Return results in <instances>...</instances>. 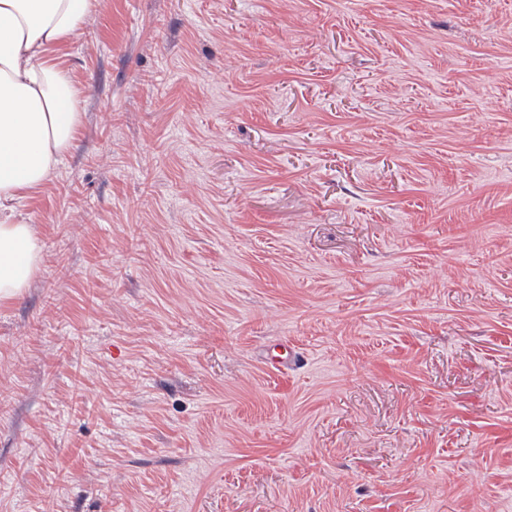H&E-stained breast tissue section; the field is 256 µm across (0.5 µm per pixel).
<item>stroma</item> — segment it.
Listing matches in <instances>:
<instances>
[{
  "mask_svg": "<svg viewBox=\"0 0 512 512\" xmlns=\"http://www.w3.org/2000/svg\"><path fill=\"white\" fill-rule=\"evenodd\" d=\"M64 63L0 512H512V0H99Z\"/></svg>",
  "mask_w": 512,
  "mask_h": 512,
  "instance_id": "stroma-1",
  "label": "stroma"
}]
</instances>
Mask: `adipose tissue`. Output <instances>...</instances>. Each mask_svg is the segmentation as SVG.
Here are the masks:
<instances>
[{
  "instance_id": "obj_1",
  "label": "adipose tissue",
  "mask_w": 512,
  "mask_h": 512,
  "mask_svg": "<svg viewBox=\"0 0 512 512\" xmlns=\"http://www.w3.org/2000/svg\"><path fill=\"white\" fill-rule=\"evenodd\" d=\"M97 0H0V305L21 298L38 271L42 243L13 220L74 147L83 122L79 88L62 51Z\"/></svg>"
}]
</instances>
